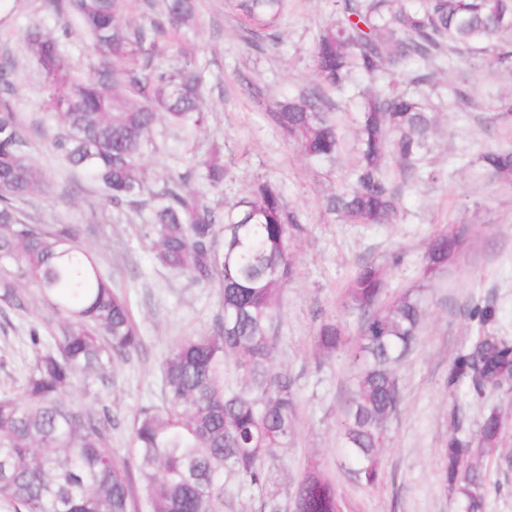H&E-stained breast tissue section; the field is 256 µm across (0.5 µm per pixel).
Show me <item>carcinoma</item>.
<instances>
[{"instance_id":"obj_1","label":"carcinoma","mask_w":512,"mask_h":512,"mask_svg":"<svg viewBox=\"0 0 512 512\" xmlns=\"http://www.w3.org/2000/svg\"><path fill=\"white\" fill-rule=\"evenodd\" d=\"M288 0H239L246 17L275 33ZM336 20L313 46L315 85L273 113L297 150L312 161L339 152V127L323 92L340 90L352 72L373 89L361 95L356 134L359 159L327 197V209L345 224H393L399 204L385 173L394 161L409 173L430 149L436 107L397 88L406 62L434 51L484 49L512 32V0H335ZM93 49L106 62L91 77L76 76L57 37L40 25L24 36L28 57L41 70L45 110L58 121L51 148L86 170L114 205L136 202L149 214L147 235L164 268L222 287V317L210 331L180 338L162 361L163 399L141 408L132 424L135 470L112 455V416L73 404L71 395L110 381L112 361L139 350L141 338L126 299L114 292L68 224L25 217L18 203L50 188L32 162L17 113L0 100V302H21L20 284L38 288L57 319L52 345L33 332L34 358L20 394L0 396V502L14 512H221V478L231 472L260 491L270 475L264 460L292 440L298 403L293 383L272 371L271 326L280 294L294 273L288 249L302 230L285 211L280 192L255 185L219 218L202 195L187 188L188 172L148 186L144 158L157 124L199 128L206 119L201 73L192 62L174 70L153 66L158 40L197 21L196 0H166L165 21L142 24L125 16L126 0H67ZM487 178L512 185V149L481 155ZM214 189L224 181L217 157L204 162ZM469 233L460 220L427 242L423 279L444 269ZM383 268L356 267L345 309L359 313L352 353L356 382L341 412L339 434L354 479L381 478L380 449L402 395L397 366L414 349L424 319L421 290L408 289L382 304ZM478 330L448 368V390L466 386L478 398L512 390V337L492 330L491 303L468 311ZM319 350L347 344L338 318L320 323ZM232 359L242 385H224ZM452 434L441 450V480L455 490L463 512H484L490 456L505 444L502 411L487 410L478 432L466 436L461 407L450 412ZM294 512H342L336 483L320 464L298 480Z\"/></svg>"}]
</instances>
